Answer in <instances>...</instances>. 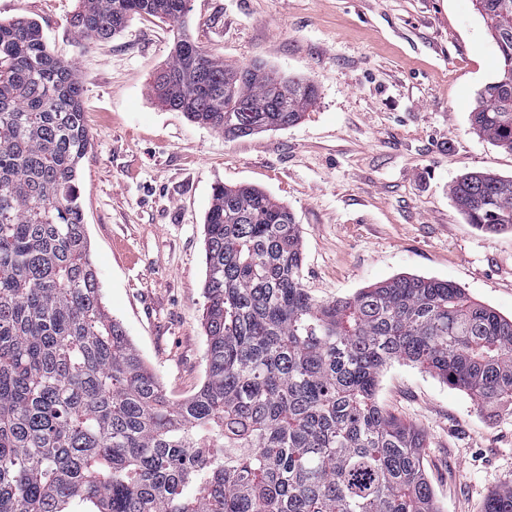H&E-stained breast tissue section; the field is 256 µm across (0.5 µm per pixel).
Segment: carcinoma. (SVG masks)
I'll list each match as a JSON object with an SVG mask.
<instances>
[{"mask_svg": "<svg viewBox=\"0 0 512 512\" xmlns=\"http://www.w3.org/2000/svg\"><path fill=\"white\" fill-rule=\"evenodd\" d=\"M500 77L471 112L512 151V0H475ZM189 0H77L84 44ZM166 110L226 137L296 124L314 86L224 62L177 32L154 75ZM76 59L41 25L0 20V512H438L424 433L384 409L410 363L487 411L512 408V319L447 280L398 276L329 302L301 279V232L250 186L206 214V379L172 404L103 302L78 170L90 144ZM467 223L512 231V177L450 187ZM484 512H512V486Z\"/></svg>", "mask_w": 512, "mask_h": 512, "instance_id": "cac0c4a2", "label": "carcinoma"}]
</instances>
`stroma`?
Returning <instances> with one entry per match:
<instances>
[{"label": "stroma", "mask_w": 512, "mask_h": 512, "mask_svg": "<svg viewBox=\"0 0 512 512\" xmlns=\"http://www.w3.org/2000/svg\"><path fill=\"white\" fill-rule=\"evenodd\" d=\"M76 0H0L75 58L90 146L83 213L104 302L170 402L206 377L204 220L216 184H250L302 231V281L318 300L402 275L450 281L512 317V233L467 224L462 175H512V152L475 133L479 91L500 76L472 0H190L183 24L133 17L80 46ZM231 64L261 62L317 89L299 122L237 139L163 109L151 89L177 29ZM378 402L423 431L439 512H483L512 484V410L490 413L410 364L383 372Z\"/></svg>", "instance_id": "obj_1"}]
</instances>
